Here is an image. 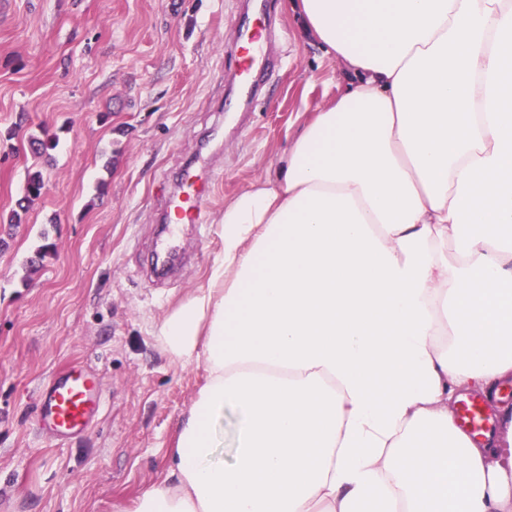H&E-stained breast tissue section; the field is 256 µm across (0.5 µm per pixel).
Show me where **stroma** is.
Wrapping results in <instances>:
<instances>
[{
    "label": "stroma",
    "mask_w": 512,
    "mask_h": 512,
    "mask_svg": "<svg viewBox=\"0 0 512 512\" xmlns=\"http://www.w3.org/2000/svg\"><path fill=\"white\" fill-rule=\"evenodd\" d=\"M271 0L277 59L252 105L228 96L241 0H0V512H133L161 482L206 380L156 340L224 245V205L284 155L344 80ZM56 136L48 155L30 138ZM222 169L177 278L148 265L159 214L199 155ZM46 191L9 227L28 170ZM48 251L36 271L28 262ZM79 360L102 381L95 428L42 430V384Z\"/></svg>",
    "instance_id": "obj_1"
}]
</instances>
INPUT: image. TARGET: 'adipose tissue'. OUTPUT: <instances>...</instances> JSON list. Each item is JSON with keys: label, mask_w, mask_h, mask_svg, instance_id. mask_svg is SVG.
Here are the masks:
<instances>
[{"label": "adipose tissue", "mask_w": 512, "mask_h": 512, "mask_svg": "<svg viewBox=\"0 0 512 512\" xmlns=\"http://www.w3.org/2000/svg\"><path fill=\"white\" fill-rule=\"evenodd\" d=\"M298 7L350 81L159 328L207 381L135 512H512V0ZM460 403L461 406L459 407ZM481 403L482 400L475 396L458 403L457 417L459 425L473 437L479 436L487 429V419Z\"/></svg>", "instance_id": "ef3b65f1"}]
</instances>
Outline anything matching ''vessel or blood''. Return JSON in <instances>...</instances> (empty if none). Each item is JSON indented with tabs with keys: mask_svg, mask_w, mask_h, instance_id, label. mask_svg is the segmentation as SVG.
Wrapping results in <instances>:
<instances>
[{
	"mask_svg": "<svg viewBox=\"0 0 512 512\" xmlns=\"http://www.w3.org/2000/svg\"><path fill=\"white\" fill-rule=\"evenodd\" d=\"M246 9L253 22L241 27L235 46L240 82L239 98L254 102L257 98V72L272 65L265 52L271 33L272 15L267 0H246ZM218 178L208 159L196 160L183 169L178 189L166 201L168 211L191 217L200 215L208 202ZM181 231L179 224H167L155 241V253L161 261L155 264L156 278H164L171 270L175 248ZM101 408L100 378L96 370L82 362L70 363L55 372L42 387L38 419L43 429L53 437L67 438L83 433ZM458 422L471 436H479L487 428L481 400L472 396L462 401Z\"/></svg>",
	"mask_w": 512,
	"mask_h": 512,
	"instance_id": "obj_1",
	"label": "vessel or blood"
}]
</instances>
